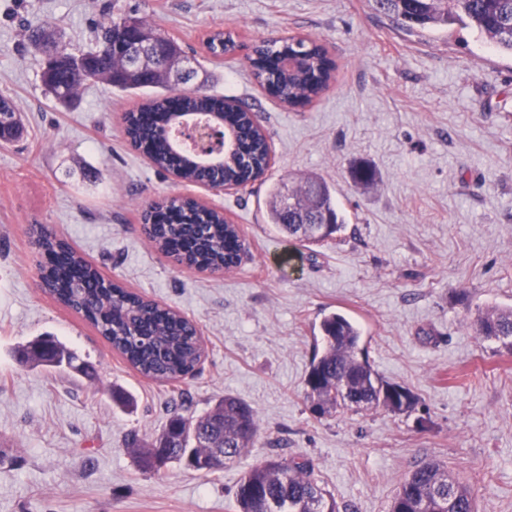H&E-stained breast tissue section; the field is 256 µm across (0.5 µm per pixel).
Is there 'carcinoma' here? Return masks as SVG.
Instances as JSON below:
<instances>
[{
	"mask_svg": "<svg viewBox=\"0 0 512 512\" xmlns=\"http://www.w3.org/2000/svg\"><path fill=\"white\" fill-rule=\"evenodd\" d=\"M373 10L397 28L414 32L460 24L475 32L495 50L512 55V0H370ZM28 45L34 50L60 48L61 59L46 64L42 83L52 97L69 103L77 88L102 78L121 92L135 94L150 89L154 96L136 112L123 116L131 144L143 149L160 170L176 172L191 183H224L244 187L269 169L270 147L258 117L241 101L226 104L227 97L204 91L176 93L180 72L187 62L180 45L148 28L142 20L112 13L98 24L93 45L81 53L83 64L75 72L72 57L48 24L29 29ZM206 48L217 56L235 51L228 32L210 34ZM290 58L294 68H285ZM266 91L286 105L303 108L328 87L336 69L326 48L315 40L268 39L256 45L249 58ZM178 110L214 121L236 138V148L222 161L204 167L191 152L172 162L177 148L165 114ZM267 223L302 247L321 245L344 228L328 184L319 177L301 186L275 183L269 192ZM144 232L162 252L197 270L223 271L235 267L245 250V240L220 212L193 199L169 198L147 204ZM47 264L41 268L46 292L86 319L92 327L143 376L175 381L192 373L203 349L195 325L176 310L127 290L107 278L68 244L53 237L36 240ZM323 351L314 357L305 381L306 398L319 418L336 417L384 408L394 413L411 410V392L380 377L360 348L361 333L341 314L320 323ZM475 334L512 351V307L491 306L479 311ZM23 363L55 367L73 365L78 356L58 340L45 336L28 342ZM258 433L256 413L247 403L224 396L205 414L187 417L171 413L163 430L149 441L132 433L127 446L140 449L145 470L169 462H182L195 471L211 472L215 450L226 460L243 456ZM237 512H340L335 497L304 458L271 459L251 468L236 492ZM391 512H476V488L448 473L445 466L425 463L409 473L393 498Z\"/></svg>",
	"mask_w": 512,
	"mask_h": 512,
	"instance_id": "carcinoma-1",
	"label": "carcinoma"
}]
</instances>
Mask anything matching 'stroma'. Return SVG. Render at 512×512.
Here are the masks:
<instances>
[{"label": "stroma", "instance_id": "35a3bbf8", "mask_svg": "<svg viewBox=\"0 0 512 512\" xmlns=\"http://www.w3.org/2000/svg\"><path fill=\"white\" fill-rule=\"evenodd\" d=\"M134 13L199 61L187 89L246 102L271 146L265 176L215 191L159 172L123 134L141 94L85 83L62 105L24 47L48 21L87 50L113 9ZM232 33L212 57L206 33ZM318 41L335 60L302 111L271 97L246 60L270 37ZM0 97L24 132L0 142V512H236L245 472L309 458L341 512H389L405 477L436 461L475 483L477 512H512V353L472 324L512 306V58L467 29L406 34L367 0H0ZM375 179L354 181L357 165ZM324 179L346 224L295 256L267 224L281 180ZM190 196L223 211L247 246L226 272L176 264L147 239V201ZM41 224L129 291L191 319L194 375L142 376L39 286L31 229ZM351 319L375 371L407 388L410 411L318 418L305 379L321 320ZM56 336L95 373L29 368L18 346ZM120 388L132 408L115 405ZM256 412L252 448L214 473L171 462L145 473L126 439L150 438L171 412L197 417L224 395Z\"/></svg>", "mask_w": 512, "mask_h": 512}]
</instances>
